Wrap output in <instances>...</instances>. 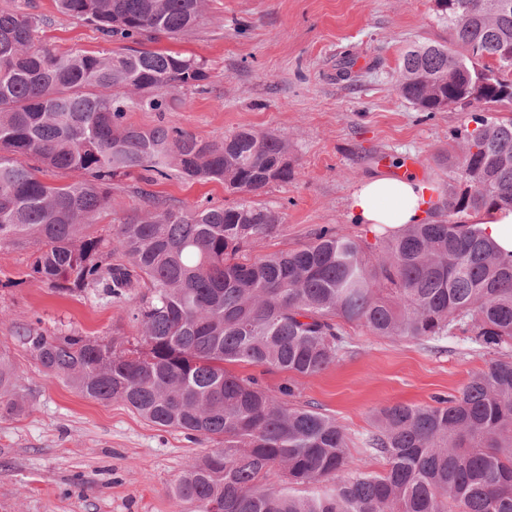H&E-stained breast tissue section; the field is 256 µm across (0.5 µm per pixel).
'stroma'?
<instances>
[{
  "label": "stroma",
  "mask_w": 512,
  "mask_h": 512,
  "mask_svg": "<svg viewBox=\"0 0 512 512\" xmlns=\"http://www.w3.org/2000/svg\"><path fill=\"white\" fill-rule=\"evenodd\" d=\"M0 8L43 18L40 40L55 52L123 49L61 14L55 0H0ZM450 41L435 0H207L192 34L158 44L201 58L207 80L168 93L164 114L131 112L127 120L149 128L161 119L208 140L246 128L287 141L296 175L258 196L280 212L282 224L255 254L303 245L323 226L372 246L375 233L349 217L348 199L361 182L395 176L416 158L420 178L448 193V150L475 110L420 111L399 94L397 78L408 48ZM344 57L353 62L347 78L337 71ZM142 187L176 208L237 199L216 181L126 179L114 192L118 206L101 214L90 233L110 235L140 214ZM28 255L0 247V349L22 372L25 398L20 415H0V512H173L172 486L213 442L159 429L122 404L83 397L45 373L18 341L19 330L34 323L50 332L137 336L136 296L108 302L56 294L28 277ZM500 356L512 357V346L496 354L460 331L421 343L352 328L334 365L298 379L293 402L336 418L354 469L379 472L383 460L365 455L360 444L378 409L454 395Z\"/></svg>",
  "instance_id": "1"
}]
</instances>
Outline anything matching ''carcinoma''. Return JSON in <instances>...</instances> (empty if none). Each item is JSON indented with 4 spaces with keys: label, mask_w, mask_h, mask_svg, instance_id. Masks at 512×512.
I'll return each instance as SVG.
<instances>
[{
    "label": "carcinoma",
    "mask_w": 512,
    "mask_h": 512,
    "mask_svg": "<svg viewBox=\"0 0 512 512\" xmlns=\"http://www.w3.org/2000/svg\"><path fill=\"white\" fill-rule=\"evenodd\" d=\"M124 52L55 53L41 20L0 10V247H29L27 276L62 294L113 301L143 289L118 341L76 331L19 332L41 368L86 398L121 403L162 429L218 445L172 487L177 512H512V359L474 373L435 405L379 409L362 439L380 472L351 467L344 427L296 406L291 381L269 389L226 369L243 363L316 375L336 363L345 326L439 341L461 330L486 350L512 343V254L480 227L512 210V119L476 116L448 153V217L380 240L321 227L310 242L251 257L282 223L253 197L295 177L288 142L249 129L221 142L179 127L144 129L127 113L163 112L164 95L207 79L203 61L142 47L183 36L205 0H56ZM455 48L415 46L398 91L427 111L512 102V0H436ZM38 168L73 174L39 180ZM175 171L241 194L224 207L174 208L142 194L141 213L109 240L87 228L112 208V185ZM124 261L112 263V254ZM22 376L0 352V413L24 409ZM277 473L282 484L270 476Z\"/></svg>",
    "instance_id": "1"
}]
</instances>
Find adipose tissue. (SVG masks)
Here are the masks:
<instances>
[{
    "label": "adipose tissue",
    "mask_w": 512,
    "mask_h": 512,
    "mask_svg": "<svg viewBox=\"0 0 512 512\" xmlns=\"http://www.w3.org/2000/svg\"><path fill=\"white\" fill-rule=\"evenodd\" d=\"M439 201L437 191L414 176H374L361 183L348 200L354 223L373 230L398 231L428 220Z\"/></svg>",
    "instance_id": "obj_1"
}]
</instances>
